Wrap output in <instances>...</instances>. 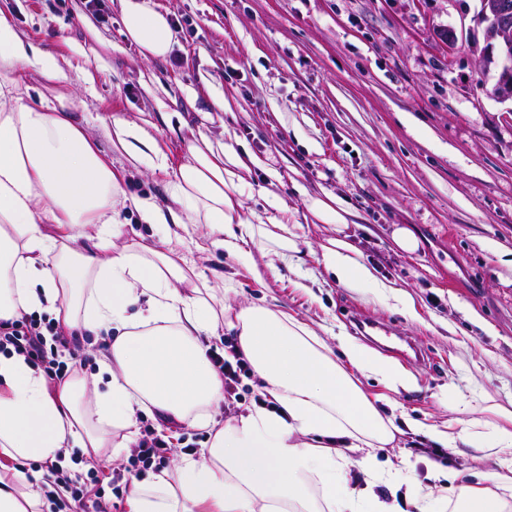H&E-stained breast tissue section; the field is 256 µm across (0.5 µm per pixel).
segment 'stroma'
Instances as JSON below:
<instances>
[{
	"mask_svg": "<svg viewBox=\"0 0 512 512\" xmlns=\"http://www.w3.org/2000/svg\"><path fill=\"white\" fill-rule=\"evenodd\" d=\"M98 2L94 11L88 0H0V11L70 60L71 112L101 154L111 153L105 126L122 115L152 121L177 162L199 135L234 140L255 159L245 210L264 217L287 206L311 247L304 264L270 268L253 251L257 280L223 250L171 248L208 278L231 280L234 302L280 309L331 349L345 340L408 372L411 387L381 408L399 431L377 454L392 476L374 492L401 512H417L425 493L440 512L449 486L496 464L435 443L429 427L451 419L461 396L474 412L512 405V102L496 98L499 71L483 63L481 0H152L170 13L176 43L151 62L122 35L118 0ZM80 67L95 70L93 87L78 80ZM329 196L378 277L413 295L417 318L326 270L321 246L336 228L306 203ZM397 226L415 233L416 253L394 245ZM366 318L418 358L396 362L360 334Z\"/></svg>",
	"mask_w": 512,
	"mask_h": 512,
	"instance_id": "stroma-1",
	"label": "stroma"
}]
</instances>
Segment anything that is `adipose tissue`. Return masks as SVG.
I'll return each mask as SVG.
<instances>
[{"label":"adipose tissue","instance_id":"1","mask_svg":"<svg viewBox=\"0 0 512 512\" xmlns=\"http://www.w3.org/2000/svg\"><path fill=\"white\" fill-rule=\"evenodd\" d=\"M120 7L122 34L144 60L171 51L167 13L150 0H120ZM30 73L53 83L64 70L0 12V320L44 310L67 333L96 336L107 382L92 392L76 374L51 389L23 357L0 354V512H39L43 475L21 469L22 461L128 447L147 406L165 421L210 429V444L134 483L128 512H390L340 485L355 453L372 481H383L376 451L393 442L396 429L348 369L367 363L396 384L406 375L367 362L350 343L343 346L349 363L341 365L304 322L266 306L232 304L174 249L122 239L127 210L161 231L205 228L192 241L199 251L220 247L247 263L260 244L282 262L301 264L283 219L244 220L250 167L234 145L199 137L175 165L146 123L116 117L105 130L113 154L104 156L73 123L65 94L28 104ZM116 156L121 165L113 164ZM142 167L167 175L166 203L126 190L128 172ZM88 224L95 235L84 233ZM322 262L338 281L371 285L416 315L413 298L379 281L347 240H330ZM224 328L235 332L275 406L247 409L219 426L208 410L223 401L224 380L208 351ZM500 417L430 432L452 446L490 438L486 452L496 468L476 484L452 488L453 512H512V412Z\"/></svg>","mask_w":512,"mask_h":512}]
</instances>
